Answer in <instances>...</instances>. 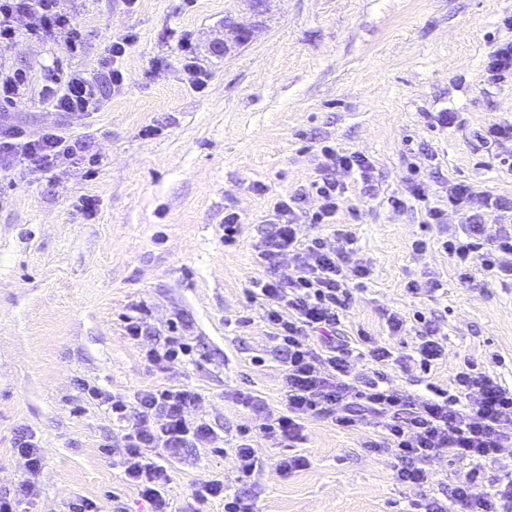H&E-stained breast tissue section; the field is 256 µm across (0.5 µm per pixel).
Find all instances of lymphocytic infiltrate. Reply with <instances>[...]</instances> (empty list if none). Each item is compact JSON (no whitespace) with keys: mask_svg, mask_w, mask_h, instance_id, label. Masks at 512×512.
<instances>
[{"mask_svg":"<svg viewBox=\"0 0 512 512\" xmlns=\"http://www.w3.org/2000/svg\"><path fill=\"white\" fill-rule=\"evenodd\" d=\"M31 21L32 37L61 44L71 55L84 52L86 38L72 15L58 8V0H0V48H10L17 37L16 22ZM135 42L134 35L113 39L103 71L73 73L59 77L47 73L39 96L55 110L68 114L99 111L104 84L121 86L125 76L117 66ZM79 153L76 141L62 128L48 129L33 136L25 130L0 124V170L17 164L51 170L73 160ZM319 174L310 184L319 205L308 216L312 224H332L346 199L349 181L360 182L366 197H377L380 188L371 160L357 152H338L324 147ZM407 197L389 196L392 209H403L407 200L422 205L425 223L440 224L446 208L468 207L469 223L447 234L444 251L453 261L460 279H467L473 266L493 272L501 280H512V228L495 223L498 214L512 209V203L476 190L468 183L447 185V206L432 204L422 181L407 182ZM303 194L297 193L274 202L268 222L270 229L260 240L258 257L271 275L251 281L250 299L262 300L263 316L283 367L284 403L280 410L268 408L257 396L237 392L236 402L250 407L259 420L257 433H244L234 448L241 489L228 491L223 479L196 482L190 502L181 512H196L197 503L219 499L224 512H252L250 501L257 494L251 482L260 469L256 437L282 442L302 439L304 423L311 418L332 420L336 427L355 430L377 428L376 439L367 443L370 451L391 453L401 461L395 480L407 487H418L428 479L424 462L445 455L472 460V467L450 492L449 501L423 498L411 501V512H512V474H505V486L498 494L483 491L485 462L495 460L501 448L512 445V387L474 367L458 371L451 389L431 386L426 397H415L390 384L386 369L419 368L428 373L445 357V348L434 324H426L419 342L410 353H397L381 346L368 334H360L365 352H356L339 336L350 300L349 282L366 279L369 263L358 258L351 231L338 230L341 247L326 239H299L297 219ZM291 256L292 272H279L283 256ZM367 355L373 367L362 375L353 369L360 355ZM113 420L131 421L125 434L122 465L126 479L137 488L150 506V512H172L166 498L171 477L162 465L165 457L180 455L188 448H211L219 441L214 428L190 418L198 406V391L171 385L142 390L133 400L93 391Z\"/></svg>","mask_w":512,"mask_h":512,"instance_id":"1","label":"lymphocytic infiltrate"}]
</instances>
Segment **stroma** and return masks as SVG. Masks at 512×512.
<instances>
[{
	"instance_id": "1",
	"label": "stroma",
	"mask_w": 512,
	"mask_h": 512,
	"mask_svg": "<svg viewBox=\"0 0 512 512\" xmlns=\"http://www.w3.org/2000/svg\"><path fill=\"white\" fill-rule=\"evenodd\" d=\"M86 35L82 55L32 39L19 19L4 57L34 79L51 71L101 70L112 38L136 41L119 66L121 87L104 85L103 105L65 115L38 94L6 108L12 125L36 133L64 128L83 143L79 160L51 172H0V492L27 476L14 447L18 430L44 451L38 492L24 512H69L80 498L98 512H148L121 462L124 429L86 387L132 398L173 384L196 388L195 417L222 436V448H192L167 461L169 496L182 507L206 476L237 487L231 450L251 411L230 394L248 390L280 407L281 365L263 320L248 298L266 276L256 245L268 231L272 199L306 192L321 165L320 148L360 152L373 162L385 193L401 194L411 168L427 171L425 191L446 197V184L512 196V171L499 159L512 142L483 139L484 127L512 123V82L488 80L486 64L512 41V0H269L253 16L247 0H60ZM255 22L251 41L224 47V19ZM190 39L209 84L190 87L180 67ZM460 113L444 125L439 113ZM95 201L93 211L82 206ZM228 211L240 217L236 246L219 229ZM336 222L349 226L370 279L351 284L341 325L345 337L365 330L384 346L409 351L422 312L447 345L430 374L392 369L393 385L421 393L448 386L468 363L512 385V284L476 267L461 281L435 225L419 207L394 211L350 186ZM422 239L427 248L412 250ZM443 288L430 291L431 280ZM421 292L408 293V282ZM148 308L146 330L131 339L126 316ZM409 315L389 335L385 311ZM250 317L239 326L240 316ZM194 346L185 366L159 371L147 358L170 324ZM372 431L338 430L313 418L297 451L309 468L281 476L274 465L291 448L260 441L265 466L255 474V512H406L409 500L445 497L469 462L447 456L426 464L428 481L398 484V460L365 446Z\"/></svg>"
}]
</instances>
